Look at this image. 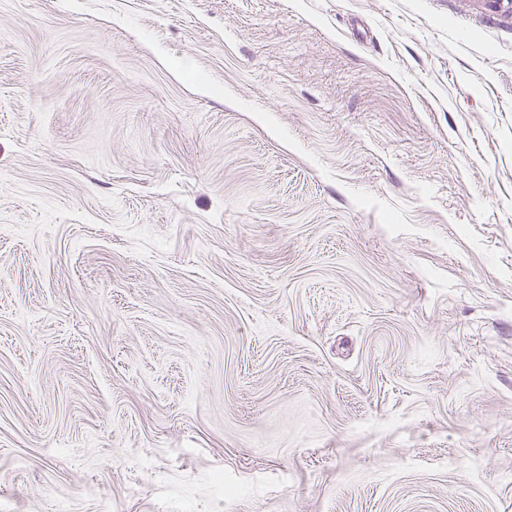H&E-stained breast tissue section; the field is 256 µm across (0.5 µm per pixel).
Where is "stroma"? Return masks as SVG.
<instances>
[{
    "label": "stroma",
    "mask_w": 512,
    "mask_h": 512,
    "mask_svg": "<svg viewBox=\"0 0 512 512\" xmlns=\"http://www.w3.org/2000/svg\"><path fill=\"white\" fill-rule=\"evenodd\" d=\"M0 512H512V16L0 0Z\"/></svg>",
    "instance_id": "obj_1"
}]
</instances>
